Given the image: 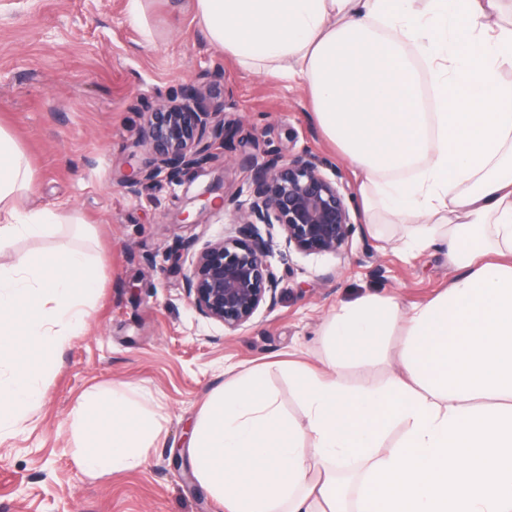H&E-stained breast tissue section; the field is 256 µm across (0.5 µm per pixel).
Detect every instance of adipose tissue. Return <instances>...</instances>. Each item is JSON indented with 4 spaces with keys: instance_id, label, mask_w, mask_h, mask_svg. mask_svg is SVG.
I'll return each mask as SVG.
<instances>
[{
    "instance_id": "ef3b65f1",
    "label": "adipose tissue",
    "mask_w": 512,
    "mask_h": 512,
    "mask_svg": "<svg viewBox=\"0 0 512 512\" xmlns=\"http://www.w3.org/2000/svg\"><path fill=\"white\" fill-rule=\"evenodd\" d=\"M194 0L209 42L246 68L309 87L323 135L358 170L366 223L412 225L407 249L448 242L446 292L402 313L363 297L325 324L331 373L292 363L305 419H287L250 367L215 391L187 449L226 512H512V25L503 0ZM436 90L428 105L424 79ZM32 167L0 128V252L73 215L31 207ZM403 326L402 374L344 387ZM92 477L141 467L161 426L120 384L72 411ZM398 445L383 448L391 427Z\"/></svg>"
}]
</instances>
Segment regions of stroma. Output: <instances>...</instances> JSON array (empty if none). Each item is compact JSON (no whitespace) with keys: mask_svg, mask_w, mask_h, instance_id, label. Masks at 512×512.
Listing matches in <instances>:
<instances>
[{"mask_svg":"<svg viewBox=\"0 0 512 512\" xmlns=\"http://www.w3.org/2000/svg\"><path fill=\"white\" fill-rule=\"evenodd\" d=\"M129 0H0V127L26 154L39 187L36 206L72 212L94 237L63 224L16 251H102L99 297L83 335L71 337L42 383L41 404L0 433V512H224L194 477L185 432L228 369L269 366L268 386L286 414L303 410L285 361L324 369L321 327L342 305L365 296L420 306L455 271L445 246L403 250L405 224L364 223L359 182L349 162L312 118L306 88L242 68L200 30L191 0H144L135 26ZM202 88L210 107L240 123L242 143L216 160L127 188L132 170L154 159L142 142L144 116ZM279 148L324 161V174L345 184L356 225L342 255L291 253L278 261L284 280L274 307L235 330L200 318L183 290V274L204 243L232 228L221 198L245 190L243 155ZM208 192L210 205L198 195ZM402 334L387 337L371 366L350 365L349 387L381 384L401 372ZM126 382L162 416L163 439L133 471L83 474L73 458L71 413L91 390Z\"/></svg>","mask_w":512,"mask_h":512,"instance_id":"35a3bbf8","label":"stroma"}]
</instances>
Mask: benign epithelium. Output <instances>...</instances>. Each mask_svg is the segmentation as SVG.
<instances>
[{"mask_svg":"<svg viewBox=\"0 0 512 512\" xmlns=\"http://www.w3.org/2000/svg\"><path fill=\"white\" fill-rule=\"evenodd\" d=\"M240 128L225 113L212 111L204 92L184 87L180 99L164 102L145 114L143 143L158 167L138 170L133 187L167 170L171 181L206 165L217 143H232ZM252 168L247 198H222L232 208L233 228L207 242L192 256L183 289L196 314L235 331L258 310L273 305L283 276L272 263L279 251L303 255H340L355 232L345 185L329 179L323 163L290 158L280 149L249 155Z\"/></svg>","mask_w":512,"mask_h":512,"instance_id":"7a95c632","label":"benign epithelium"}]
</instances>
